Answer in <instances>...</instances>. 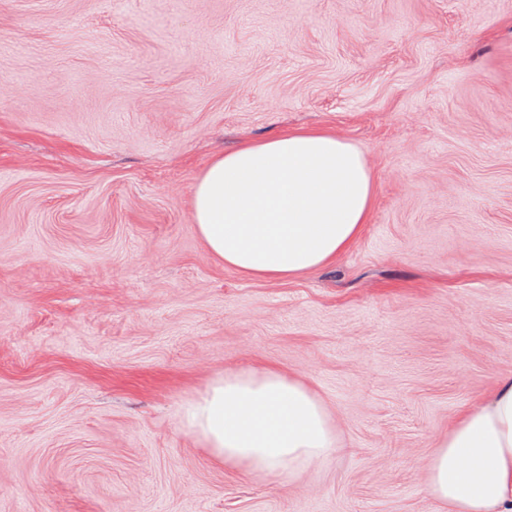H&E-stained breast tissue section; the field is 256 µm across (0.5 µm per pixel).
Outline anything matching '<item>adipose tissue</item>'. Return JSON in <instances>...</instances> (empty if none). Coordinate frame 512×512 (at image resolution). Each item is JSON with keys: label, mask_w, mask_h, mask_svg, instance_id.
<instances>
[{"label": "adipose tissue", "mask_w": 512, "mask_h": 512, "mask_svg": "<svg viewBox=\"0 0 512 512\" xmlns=\"http://www.w3.org/2000/svg\"><path fill=\"white\" fill-rule=\"evenodd\" d=\"M375 190L356 145L328 131L290 129L215 158L197 180L193 220L225 267L289 279L350 248L369 221ZM182 426L225 463L291 481L340 450L320 398L275 370L215 378L185 402ZM425 493L448 512H512V376L441 439Z\"/></svg>", "instance_id": "1"}]
</instances>
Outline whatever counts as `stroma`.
I'll return each mask as SVG.
<instances>
[{"mask_svg": "<svg viewBox=\"0 0 512 512\" xmlns=\"http://www.w3.org/2000/svg\"><path fill=\"white\" fill-rule=\"evenodd\" d=\"M324 128L376 177L332 264L209 254L195 183ZM230 369L324 401L297 482L178 410ZM512 375V0H0V512H445L426 461Z\"/></svg>", "mask_w": 512, "mask_h": 512, "instance_id": "stroma-1", "label": "stroma"}]
</instances>
